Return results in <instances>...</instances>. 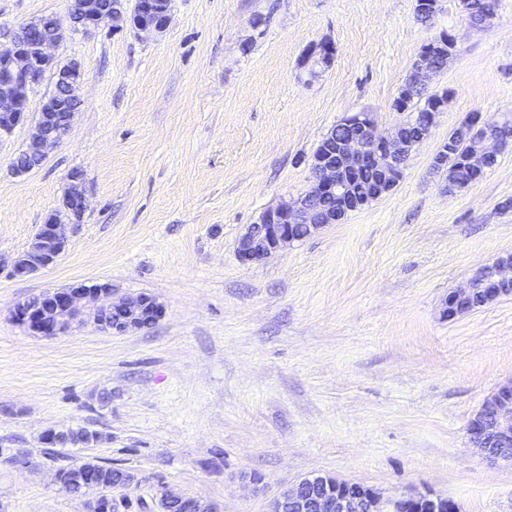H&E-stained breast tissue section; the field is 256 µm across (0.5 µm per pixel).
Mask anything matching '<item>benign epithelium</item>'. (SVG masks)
<instances>
[{"mask_svg":"<svg viewBox=\"0 0 512 512\" xmlns=\"http://www.w3.org/2000/svg\"><path fill=\"white\" fill-rule=\"evenodd\" d=\"M129 19L138 35L160 34L166 30L171 10L150 17L138 15V7L128 9L127 0H110L91 10L85 0H71L69 29L88 32L102 26L116 27ZM56 38L46 41L41 24L29 21L13 34L8 46L0 50V136L10 133L25 117L29 94L46 72L55 75L58 92L44 106L51 112L63 113L61 126L38 113L35 131L24 154L46 162L50 154L65 140L75 112L81 105L82 74L78 66L57 61L51 49L63 39L64 27L53 18ZM439 69L423 57L415 65L412 81L426 87L425 78ZM413 144L405 139L402 128L394 133H380L367 115L356 116L352 130L339 142V153L327 149L319 152L311 163L313 183L303 195L285 200L266 210L260 222L251 224L239 237L236 252L241 262L265 260L293 242L319 233L324 225L313 199L342 192L348 172L365 163H373L386 174L401 173L411 156ZM499 152L497 138H485L480 149L471 154L480 167ZM74 183L66 190L62 207L47 223L40 225L28 248L12 264L11 273L28 277L54 266L63 253L67 238L64 226L80 221L86 210L83 191L75 184L80 175H71ZM112 294V285L87 287L83 284L58 289L43 295L36 305L25 301L14 309L16 320L42 336H59L91 319L115 333L140 330L158 321L164 307L153 296L140 294L107 307L96 305L98 298ZM512 296V254L481 267L464 288L448 294L443 316L453 319ZM470 442L490 461L507 460L512 448V379L500 383L474 412L469 423ZM161 497L181 507L184 512H215V508L194 497L164 491ZM271 512H458L457 504L446 497L427 492H413L398 498H386L372 487L338 480L330 476L307 477L285 488L271 503Z\"/></svg>","mask_w":512,"mask_h":512,"instance_id":"obj_1","label":"benign epithelium"}]
</instances>
